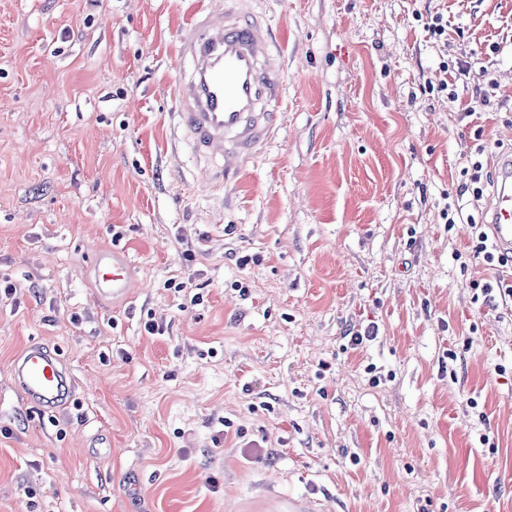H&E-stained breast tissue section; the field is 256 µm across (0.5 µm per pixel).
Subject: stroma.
Masks as SVG:
<instances>
[{"instance_id":"1","label":"stroma","mask_w":512,"mask_h":512,"mask_svg":"<svg viewBox=\"0 0 512 512\" xmlns=\"http://www.w3.org/2000/svg\"><path fill=\"white\" fill-rule=\"evenodd\" d=\"M223 5L0 0V512H512V262L461 191L512 152V0H249L285 93L229 184L175 117ZM33 341L75 380L50 417ZM96 292L112 297V303L124 300L129 288V262L125 254L112 249L103 251L93 261ZM19 387L26 399L40 410H53L67 403L71 375L50 346L33 342L18 356Z\"/></svg>"}]
</instances>
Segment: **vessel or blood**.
Instances as JSON below:
<instances>
[{"mask_svg": "<svg viewBox=\"0 0 512 512\" xmlns=\"http://www.w3.org/2000/svg\"><path fill=\"white\" fill-rule=\"evenodd\" d=\"M245 0H224L220 10L193 18L178 42L187 71L177 92L182 133L204 158L221 161V174H238L271 138L284 93L282 71L264 25L245 14ZM488 225L500 254H512V158L499 166L489 205ZM100 296L124 300L129 288L125 254L103 251L93 261ZM19 386L40 410L64 405L71 375L42 342L28 345L17 362Z\"/></svg>", "mask_w": 512, "mask_h": 512, "instance_id": "obj_1", "label": "vessel or blood"}]
</instances>
